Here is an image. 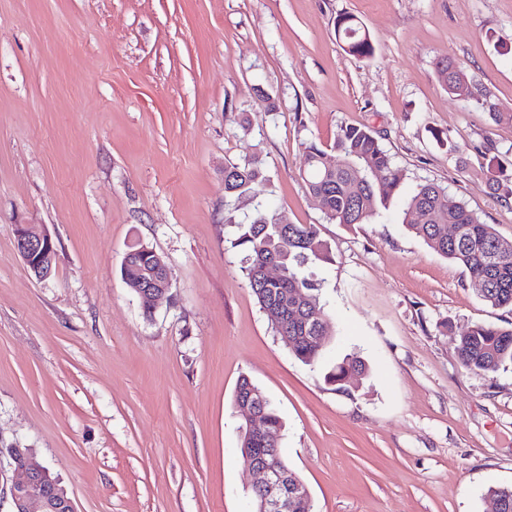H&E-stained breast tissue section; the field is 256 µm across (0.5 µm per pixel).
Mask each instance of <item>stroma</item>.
<instances>
[{"mask_svg":"<svg viewBox=\"0 0 512 512\" xmlns=\"http://www.w3.org/2000/svg\"><path fill=\"white\" fill-rule=\"evenodd\" d=\"M354 15L374 54L346 53ZM448 57L512 113V0H0V448L35 449L77 512H248L239 453L248 377L284 423L280 451L315 512H492L512 486V370L459 359L467 327L512 321L402 222L435 182L512 240V123L450 95ZM265 90L271 103L257 96ZM373 131L403 173L371 223L327 220L302 179L309 144ZM260 156L256 203L315 224L330 315L323 361L295 360L240 270L224 167ZM18 224L43 225L50 278ZM164 259L145 311L120 264ZM368 373L324 375L345 355ZM488 172L490 174L489 182L494 191H501L504 199L512 197V175L504 173V166L497 157H493L489 161ZM15 244L24 264L38 279L48 278L55 262V248L50 236L38 232L32 224L15 225Z\"/></svg>","mask_w":512,"mask_h":512,"instance_id":"35a3bbf8","label":"stroma"}]
</instances>
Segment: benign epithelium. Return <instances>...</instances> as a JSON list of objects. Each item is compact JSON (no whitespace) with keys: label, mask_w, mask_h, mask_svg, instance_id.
Here are the masks:
<instances>
[{"label":"benign epithelium","mask_w":512,"mask_h":512,"mask_svg":"<svg viewBox=\"0 0 512 512\" xmlns=\"http://www.w3.org/2000/svg\"><path fill=\"white\" fill-rule=\"evenodd\" d=\"M15 244L24 264L38 279L48 278L55 262V248L50 236L31 224L15 225ZM9 466L16 479L9 487L12 512H76L72 498L50 471L36 462L32 449L13 446L8 449ZM254 486L262 492L258 512H291L294 502L310 497L299 479L253 463Z\"/></svg>","instance_id":"7a95c632"}]
</instances>
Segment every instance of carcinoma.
Segmentation results:
<instances>
[{"label":"carcinoma","instance_id":"carcinoma-1","mask_svg":"<svg viewBox=\"0 0 512 512\" xmlns=\"http://www.w3.org/2000/svg\"><path fill=\"white\" fill-rule=\"evenodd\" d=\"M336 31L346 51L367 58L374 47L361 22L352 15L336 18ZM436 72L448 93L465 100L499 123L512 122V113L500 112L487 95L475 88L463 70L442 58ZM307 167L303 180L309 194L318 200L328 220L345 226L366 224L380 206L398 189L402 172L375 134L366 128L346 126L331 148L315 143L306 147ZM489 182L505 199L512 197V177L504 173L498 158L489 161ZM267 180L262 158L254 156L224 166V195L235 204L253 200L255 185ZM403 223L437 253L462 266L483 301L494 307L512 309V240L501 238L494 228L481 222L447 188L425 182L407 199ZM457 235L448 237V228ZM232 247L242 254V272L260 308L289 352L305 365L321 361L323 344L317 340L328 324L321 304V282L308 272L312 265L332 261L331 249L315 224H286L276 212L256 205L250 221L235 225ZM274 264L281 276L270 279L265 270ZM163 258L142 244L126 252L121 264L125 285L135 294L158 280ZM456 349L463 366L473 372L495 374L512 367V326L475 324L458 335ZM366 365L356 357H345L325 375L328 383L340 385L351 374L363 375ZM238 386L252 392V402L262 412L252 431L241 426L240 452L243 461L259 462L275 469L288 463L280 452L283 423L265 394L249 379ZM500 512H512V487L489 489Z\"/></svg>","mask_w":512,"mask_h":512}]
</instances>
